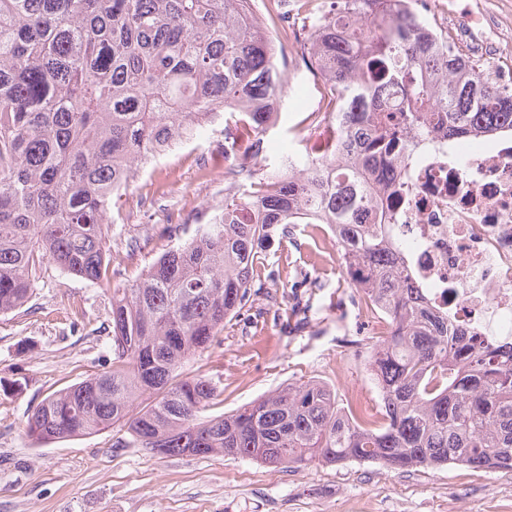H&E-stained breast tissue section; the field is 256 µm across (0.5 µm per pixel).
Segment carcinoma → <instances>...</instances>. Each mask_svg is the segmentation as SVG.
Listing matches in <instances>:
<instances>
[{"label": "carcinoma", "instance_id": "obj_1", "mask_svg": "<svg viewBox=\"0 0 512 512\" xmlns=\"http://www.w3.org/2000/svg\"><path fill=\"white\" fill-rule=\"evenodd\" d=\"M297 0L312 19L302 55L347 114L337 143L265 163L267 122L288 75L255 0H0V313L22 307L44 262L110 281L109 214L154 149L197 139L219 118L224 208L139 278L112 293V370L45 396L28 418L37 444L105 429L114 448L230 455L299 469L372 462L390 468L512 470V352L448 332L386 240L369 174L400 161L406 138L437 130L458 141L512 129V81L406 0ZM400 93L399 109L388 111ZM241 179L250 191L235 192ZM287 224H328L354 261L353 295L378 336L359 339L378 384L373 413L315 379L290 383L230 414L190 362L234 318L284 310L301 331L298 289L255 287L262 251Z\"/></svg>", "mask_w": 512, "mask_h": 512}]
</instances>
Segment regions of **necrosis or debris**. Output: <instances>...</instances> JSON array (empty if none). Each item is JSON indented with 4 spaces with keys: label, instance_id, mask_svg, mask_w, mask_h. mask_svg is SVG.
Here are the masks:
<instances>
[{
    "label": "necrosis or debris",
    "instance_id": "necrosis-or-debris-1",
    "mask_svg": "<svg viewBox=\"0 0 512 512\" xmlns=\"http://www.w3.org/2000/svg\"><path fill=\"white\" fill-rule=\"evenodd\" d=\"M474 152L445 133L413 140L378 184L388 235L426 299L454 333L512 344V132L474 136Z\"/></svg>",
    "mask_w": 512,
    "mask_h": 512
}]
</instances>
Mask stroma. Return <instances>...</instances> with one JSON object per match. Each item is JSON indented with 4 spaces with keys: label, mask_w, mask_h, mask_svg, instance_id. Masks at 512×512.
Masks as SVG:
<instances>
[{
    "label": "stroma",
    "mask_w": 512,
    "mask_h": 512,
    "mask_svg": "<svg viewBox=\"0 0 512 512\" xmlns=\"http://www.w3.org/2000/svg\"><path fill=\"white\" fill-rule=\"evenodd\" d=\"M454 22L482 37L512 29V0H451ZM277 126L268 136V164L308 138L303 122L323 92L320 74L303 66ZM224 205V123L142 165L113 207L112 260L122 276L105 286L44 264L29 301L0 316V512H512V471L466 467L391 469L375 463H315L289 471L231 456H163L113 447V433L35 445L27 419L49 393L108 372L112 291L124 287L165 250ZM135 252H128L129 242ZM273 291L302 271L318 282L307 292L304 332L282 322L236 319L219 344L190 368L224 390L216 413L291 382L317 378L342 397L378 407L366 355L355 346L365 332L349 302L350 275L321 228L297 225L271 244Z\"/></svg>",
    "instance_id": "obj_1"
}]
</instances>
